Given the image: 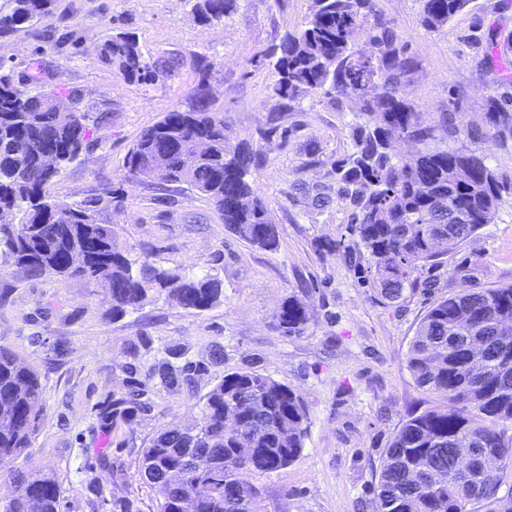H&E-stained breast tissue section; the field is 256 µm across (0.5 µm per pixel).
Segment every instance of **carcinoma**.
<instances>
[{"mask_svg": "<svg viewBox=\"0 0 512 512\" xmlns=\"http://www.w3.org/2000/svg\"><path fill=\"white\" fill-rule=\"evenodd\" d=\"M0 35L17 31L53 12L55 0H6ZM469 0H422L420 23L435 30ZM236 0H196L203 25H216ZM376 47L366 55L352 42L354 31ZM103 63L128 78L151 76L135 36L118 30L98 49ZM266 57L279 80L276 94L296 102L321 94L336 111L355 105L351 152L333 164L336 194L350 207L347 232L339 240L359 279L380 301L397 303L408 294L431 292L424 275L442 258L493 223L512 181L500 177L487 158L448 144L465 134L455 112H440L425 124L408 99L416 69L376 0H314L301 27L275 38ZM207 77L193 88V105L173 108L142 132L125 157L132 181L185 183L205 196L224 224L253 246L275 250L279 229L253 189L259 155L229 148L224 114L210 110ZM54 92L32 73L16 82L0 76V248L14 265L33 275L77 279L106 292L112 317L135 312L152 295L202 311L224 301V284L208 272L187 273L139 261L113 244L110 224H100L102 205L120 202L107 187L79 203L50 195L60 171L89 147L86 116L64 114ZM487 132L512 142V95L490 103ZM208 141L206 152L186 157L188 138ZM417 144L400 157L392 141ZM56 156L46 170L42 157ZM458 290L432 303L410 341L406 364L416 384L438 401L402 424L386 448L376 492V512H512V284L478 285L476 268H448ZM285 336L308 330L304 304L288 297L276 316ZM186 350L157 359L127 395L112 396L100 419L129 420L149 408L154 378L177 390L193 381L196 365ZM43 402L39 375L0 345V459L19 457L31 444ZM308 412L301 394L270 376L239 371L224 376L201 398L187 421L173 419L141 450L139 476L155 491L159 512H262L252 475H269L303 453ZM13 495L0 512H63V497L49 473L13 472ZM508 490H503V487ZM112 512H139L136 499L112 493Z\"/></svg>", "mask_w": 512, "mask_h": 512, "instance_id": "cac0c4a2", "label": "carcinoma"}]
</instances>
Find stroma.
Returning <instances> with one entry per match:
<instances>
[{"mask_svg":"<svg viewBox=\"0 0 512 512\" xmlns=\"http://www.w3.org/2000/svg\"><path fill=\"white\" fill-rule=\"evenodd\" d=\"M313 0H236L216 26L198 24L189 0H57L50 15L5 38L11 58L0 72L19 80L38 71L76 111L86 113L91 145L49 187L78 202L109 187L120 208L99 210L119 250L164 268L211 272L224 281V301L189 312L158 297L141 310L113 318L101 289L52 274L28 276L0 257V344L39 375L43 405L31 445L18 459L0 460V503L22 468L51 473L64 512H112L121 486L140 512H158L154 491L138 475L140 452L173 417L198 412L200 399L224 375L253 371L299 392L309 417L300 458L253 477L264 512H374L373 489L384 452L413 412L433 395L419 388L406 365L417 326L434 299L452 289L440 279L434 295L382 303L363 286L333 244L344 237L349 207L336 199L332 163L350 150L352 112L330 107L322 95L287 103L275 95L279 76L265 53L273 39L294 30ZM418 66L407 88L422 121L458 113L482 125L492 99L512 91V0H469L450 22L427 31L422 0H377ZM135 34L155 67L146 82L124 79L96 49L113 30ZM207 60L210 108L224 115L229 146L260 153L254 188L280 228L268 251L231 233L201 194L184 184L162 190L128 180L124 162L143 130L173 108L191 103ZM330 196L317 208V194ZM475 264L486 287L512 284V196L446 262ZM298 295L309 330L287 337L275 316ZM149 337L139 357L132 345ZM180 346L206 361L193 389L150 392L152 409L130 421L102 423L112 395L144 379L154 358Z\"/></svg>","mask_w":512,"mask_h":512,"instance_id":"35a3bbf8","label":"stroma"}]
</instances>
